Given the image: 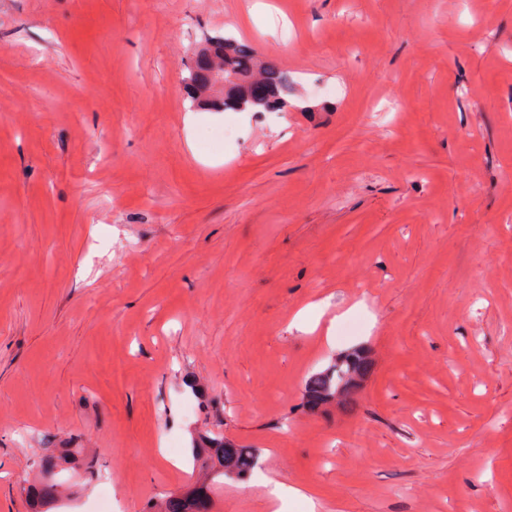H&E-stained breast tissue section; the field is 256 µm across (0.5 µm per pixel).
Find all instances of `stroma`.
Masks as SVG:
<instances>
[{
	"mask_svg": "<svg viewBox=\"0 0 512 512\" xmlns=\"http://www.w3.org/2000/svg\"><path fill=\"white\" fill-rule=\"evenodd\" d=\"M230 36L287 111L192 107ZM350 408L303 410L347 349ZM512 512V0H0V512ZM196 463L201 469L208 470L214 464L219 465L213 478L227 476L242 478L259 462V452L256 448H244L224 440V435L218 433L212 438H205L193 448ZM264 486H272V489L268 494L267 510L272 512H282V506L279 502H282L286 496H297L305 498V494L299 489L288 488L284 489L280 484L275 482L272 477H265L263 481ZM168 512H209V486L202 484L181 497H170Z\"/></svg>",
	"mask_w": 512,
	"mask_h": 512,
	"instance_id": "stroma-1",
	"label": "stroma"
}]
</instances>
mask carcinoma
<instances>
[{
    "label": "carcinoma",
    "mask_w": 512,
    "mask_h": 512,
    "mask_svg": "<svg viewBox=\"0 0 512 512\" xmlns=\"http://www.w3.org/2000/svg\"><path fill=\"white\" fill-rule=\"evenodd\" d=\"M216 62L224 67V101L220 102L210 93L208 64ZM186 88L195 106H213L224 111H239L247 105L251 112H278L288 105L294 95V80L288 70L273 59L260 60L254 49L232 37L210 41L197 51L189 68ZM371 369V361L362 349H354L336 358L329 368L312 374L306 382L303 407L317 412L338 399H349L359 388ZM193 455L200 468L208 470L219 465L214 476L241 478L254 469L259 462L255 448H244L224 440L218 433L205 438L193 448ZM57 493L56 485L43 482L28 490L35 506L51 501ZM209 486L202 484L186 495L171 497L168 512H209Z\"/></svg>",
    "instance_id": "1"
}]
</instances>
